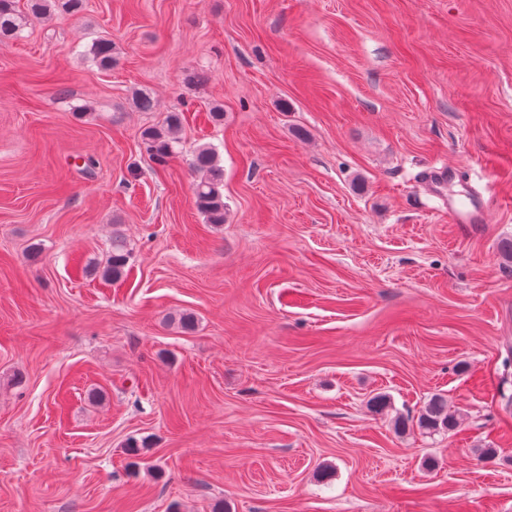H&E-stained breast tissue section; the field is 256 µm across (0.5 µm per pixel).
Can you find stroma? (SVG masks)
<instances>
[{
    "label": "stroma",
    "mask_w": 512,
    "mask_h": 512,
    "mask_svg": "<svg viewBox=\"0 0 512 512\" xmlns=\"http://www.w3.org/2000/svg\"><path fill=\"white\" fill-rule=\"evenodd\" d=\"M170 110L159 165L141 133ZM434 165L458 171L438 194ZM474 191L486 221L449 223ZM509 239L512 0L29 20L0 45V512H512ZM435 394L456 430L395 431ZM190 167L199 175L194 183V195L207 222L223 223L224 199L220 187L224 181V169L218 163L216 151L208 145L197 146L192 152ZM129 262V251L123 235L115 233L112 235V254L109 261L101 269L94 267V272L101 279L109 283H117L126 275V267Z\"/></svg>",
    "instance_id": "35a3bbf8"
}]
</instances>
